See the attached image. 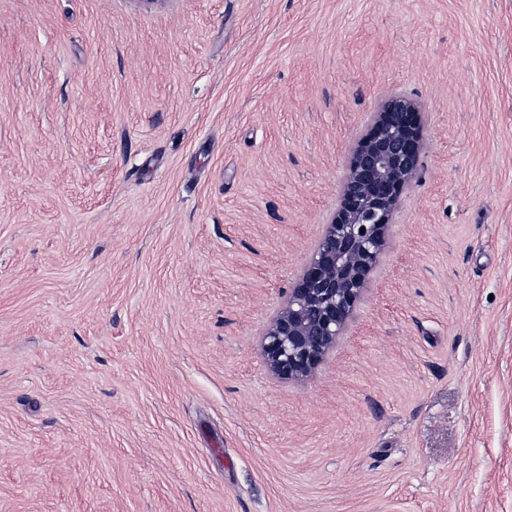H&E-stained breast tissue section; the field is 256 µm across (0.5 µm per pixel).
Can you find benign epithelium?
<instances>
[{
	"instance_id": "benign-epithelium-1",
	"label": "benign epithelium",
	"mask_w": 512,
	"mask_h": 512,
	"mask_svg": "<svg viewBox=\"0 0 512 512\" xmlns=\"http://www.w3.org/2000/svg\"><path fill=\"white\" fill-rule=\"evenodd\" d=\"M424 147L421 104L401 92L385 97L350 150L336 212L263 334L262 355L274 376L307 380L343 334Z\"/></svg>"
}]
</instances>
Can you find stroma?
I'll use <instances>...</instances> for the list:
<instances>
[{"mask_svg":"<svg viewBox=\"0 0 512 512\" xmlns=\"http://www.w3.org/2000/svg\"><path fill=\"white\" fill-rule=\"evenodd\" d=\"M394 91L419 177L273 378ZM0 512H512V0H0ZM422 113L416 99L394 92L352 146L336 212L263 334L262 355L274 376L307 380L343 334L384 252L400 198L417 178Z\"/></svg>","mask_w":512,"mask_h":512,"instance_id":"35a3bbf8","label":"stroma"}]
</instances>
